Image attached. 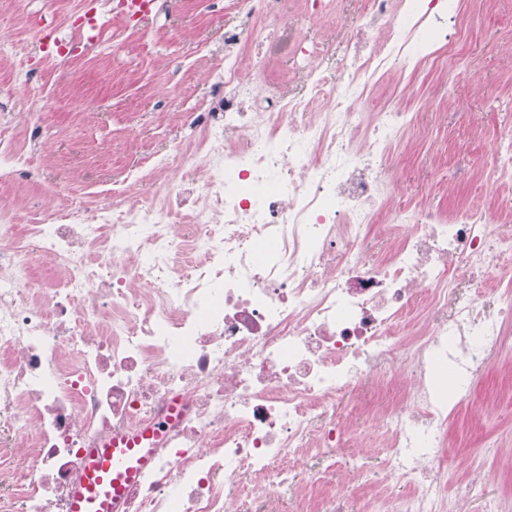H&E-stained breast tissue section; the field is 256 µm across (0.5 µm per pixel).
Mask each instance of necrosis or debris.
<instances>
[{
	"instance_id": "obj_1",
	"label": "necrosis or debris",
	"mask_w": 512,
	"mask_h": 512,
	"mask_svg": "<svg viewBox=\"0 0 512 512\" xmlns=\"http://www.w3.org/2000/svg\"><path fill=\"white\" fill-rule=\"evenodd\" d=\"M250 3L267 36L227 32L223 101L142 174L150 200L0 209V512H70L112 447L150 451L120 512H280L290 491L335 512L365 485L361 463L328 479L358 411L387 446L367 512H448L486 482L449 491L446 441L507 347L512 236L388 195L412 117L362 108L376 78L444 64L463 0H360L337 75L283 0ZM247 54L299 77L279 111L256 110Z\"/></svg>"
}]
</instances>
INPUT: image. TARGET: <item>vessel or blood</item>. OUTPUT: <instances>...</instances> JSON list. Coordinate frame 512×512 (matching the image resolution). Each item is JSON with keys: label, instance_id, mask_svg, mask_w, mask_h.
I'll return each mask as SVG.
<instances>
[{"label": "vessel or blood", "instance_id": "1", "mask_svg": "<svg viewBox=\"0 0 512 512\" xmlns=\"http://www.w3.org/2000/svg\"><path fill=\"white\" fill-rule=\"evenodd\" d=\"M87 483L92 494L75 493L73 512H108L111 501L119 500L137 483L147 462L132 448L92 449Z\"/></svg>", "mask_w": 512, "mask_h": 512}]
</instances>
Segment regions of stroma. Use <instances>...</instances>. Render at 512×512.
Segmentation results:
<instances>
[{
  "mask_svg": "<svg viewBox=\"0 0 512 512\" xmlns=\"http://www.w3.org/2000/svg\"><path fill=\"white\" fill-rule=\"evenodd\" d=\"M247 0H160L124 19L104 0H0V126L38 120L26 181L0 184V204L91 208L146 195L134 164L174 153L224 83V30ZM463 48L446 70H419L373 91L368 106L413 117L395 144L397 198L453 215L483 211L512 226V181H494L493 147L512 128V0H466ZM512 449V356L487 377L448 431V469L462 478L486 439Z\"/></svg>",
  "mask_w": 512,
  "mask_h": 512,
  "instance_id": "1",
  "label": "stroma"
}]
</instances>
